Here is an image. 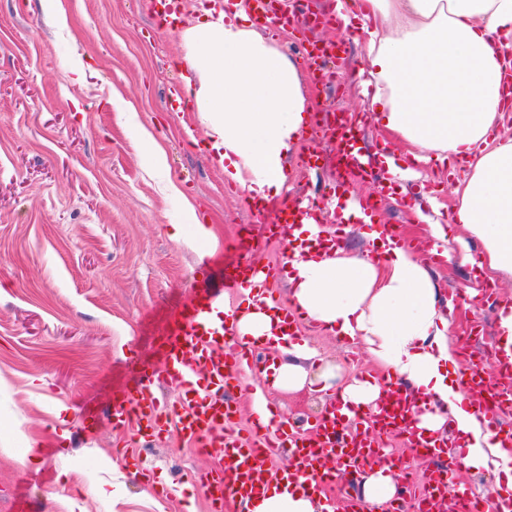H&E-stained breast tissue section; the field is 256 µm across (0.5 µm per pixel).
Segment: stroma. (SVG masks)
<instances>
[{"label":"stroma","mask_w":512,"mask_h":512,"mask_svg":"<svg viewBox=\"0 0 512 512\" xmlns=\"http://www.w3.org/2000/svg\"><path fill=\"white\" fill-rule=\"evenodd\" d=\"M68 18L59 25L42 0H0V512H211L197 480L216 461L178 435L148 442L133 430H114L108 418L112 394L132 384L137 359L160 366L155 339L190 301L202 275L218 279L236 254L240 237L259 239L252 259L275 266L284 241L266 238L264 227L279 203L250 205L206 149V129L189 102L171 108L168 87L181 79L182 45L177 30L151 13L147 0H59ZM261 35L284 52L304 56L310 44L342 41L341 58L314 64L302 80L314 111L296 155L288 161L289 203L312 189L332 193L338 176L335 143L323 134L331 114L357 112L364 151L385 167L402 160L407 147L383 133L375 113L362 109L355 80L362 66L359 33L337 26L285 29ZM87 61L99 74L84 86L72 83L71 66ZM117 107L107 109V98ZM145 127L163 145L166 171H155L134 135ZM325 158L305 166L311 149ZM451 165L427 177L396 181L397 193L376 200L374 179L350 182L357 198L376 201L382 226L427 261L442 293L462 290L473 271L458 260L429 258L433 238L414 208L428 198L442 203L441 224L449 237L467 238L473 256L480 241L452 223ZM174 182L180 190L165 188ZM191 201L195 217L183 203ZM218 227L216 246L189 247L169 238L181 225L187 238L198 224ZM497 304L456 305L448 314L451 336H469L474 351L498 335ZM300 339L318 353L309 375L337 368L339 383L363 372L377 373L364 348L303 321ZM263 393L299 428L324 415L335 390L307 384L278 390L266 381L229 393L239 411L231 427L250 438L255 393ZM94 397L98 416L83 425L74 407ZM390 462L423 480L438 464L414 453L402 436L384 437ZM139 455L154 481L140 479L132 465ZM119 487V500L107 491Z\"/></svg>","instance_id":"35a3bbf8"}]
</instances>
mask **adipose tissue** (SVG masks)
<instances>
[{"mask_svg": "<svg viewBox=\"0 0 512 512\" xmlns=\"http://www.w3.org/2000/svg\"><path fill=\"white\" fill-rule=\"evenodd\" d=\"M250 0L233 14H207L180 32L187 92L207 128L225 176L268 202L288 192L286 162L296 151L311 106L297 62L251 27ZM343 27L360 22L365 77L382 129L408 146V168L391 174L421 178L422 167L455 158L472 173L454 190L452 219L484 248L479 270L512 275V139L490 135L512 118V0H357L334 6ZM361 257L297 249L288 286L298 312L340 339L362 344L403 388L430 396L419 425L442 434L454 424L468 443L465 465L487 468L490 457L512 459L483 433L478 417L454 393L448 366L455 351L448 318L429 269L412 251L378 230ZM238 338L271 337L280 318L273 303L241 292ZM271 364L273 387L304 386L302 360L316 352L286 337ZM246 512H321L322 497L273 481L248 499Z\"/></svg>", "mask_w": 512, "mask_h": 512, "instance_id": "1", "label": "adipose tissue"}]
</instances>
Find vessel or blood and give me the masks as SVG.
Returning a JSON list of instances; mask_svg holds the SVG:
<instances>
[{"mask_svg":"<svg viewBox=\"0 0 512 512\" xmlns=\"http://www.w3.org/2000/svg\"><path fill=\"white\" fill-rule=\"evenodd\" d=\"M358 141L355 133L338 135L336 154L346 160L357 177L364 178L370 176L371 169L357 150ZM317 209L312 200L283 209L279 224L291 228L303 224L313 218ZM255 248L252 238H244L239 246V259L224 269L222 289L198 290L174 324L158 336L155 348L164 366L141 367L133 386L114 392L113 427L118 430L131 427L147 438L175 432L193 447L225 459V467L200 477L213 512H223L225 500L250 498L269 474L304 490L327 489L338 479L335 471L324 464L331 449H341L348 467L355 470L378 463L379 439L383 436H403L411 448L423 454L431 453V446L414 426L417 409L395 391L388 392L375 409L357 412L351 419L329 411L308 435L294 431L277 414L269 422H255L251 443H242L239 436L225 432V424L234 419L237 409L224 399V391L257 377L258 372L252 362L251 346L229 349L224 345L225 335L236 331L234 315L224 311V292L249 288L271 299L279 275L277 268L255 266L250 259ZM297 325V320L289 314H282L272 338L264 343L267 360L277 357V337L292 334ZM483 360L469 359L463 382L468 392L479 396L478 409L484 416L485 432L492 440L511 447L512 428L501 425L500 410L512 406V387L501 388L494 397H486L488 383L483 374ZM164 387L176 392L175 400L158 397V390ZM283 448L290 453L288 465L270 470V457ZM467 453V448L461 446L449 449L448 465L430 471L420 489H405L399 500L405 503L408 512H441L449 491L454 494L455 512H512L511 496L481 499L468 488L457 485L453 464Z\"/></svg>","mask_w":512,"mask_h":512,"instance_id":"b4317fda","label":"vessel or blood"}]
</instances>
